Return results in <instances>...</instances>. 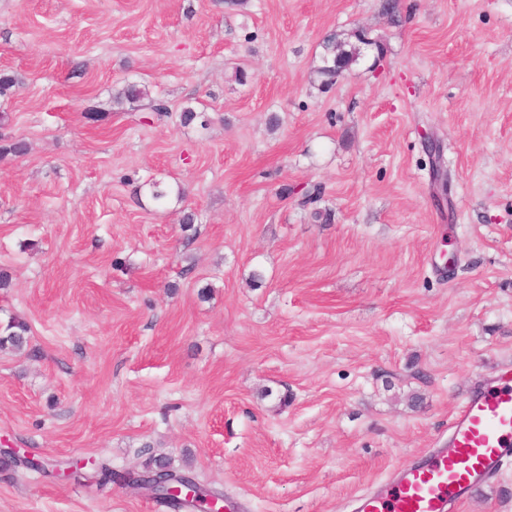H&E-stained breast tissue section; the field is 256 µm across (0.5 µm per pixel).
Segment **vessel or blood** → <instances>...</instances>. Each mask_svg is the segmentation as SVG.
<instances>
[{
    "mask_svg": "<svg viewBox=\"0 0 512 512\" xmlns=\"http://www.w3.org/2000/svg\"><path fill=\"white\" fill-rule=\"evenodd\" d=\"M512 456V365L472 392L448 425V445L404 467L389 491L365 490L355 512H459L473 489Z\"/></svg>",
    "mask_w": 512,
    "mask_h": 512,
    "instance_id": "1",
    "label": "vessel or blood"
}]
</instances>
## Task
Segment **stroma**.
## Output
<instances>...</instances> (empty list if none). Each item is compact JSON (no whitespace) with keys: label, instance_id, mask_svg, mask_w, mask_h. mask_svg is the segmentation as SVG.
<instances>
[{"label":"stroma","instance_id":"stroma-1","mask_svg":"<svg viewBox=\"0 0 512 512\" xmlns=\"http://www.w3.org/2000/svg\"><path fill=\"white\" fill-rule=\"evenodd\" d=\"M383 3L0 0V146L28 145L0 159V323L29 326L0 351L1 449L351 512L443 446L512 362V0ZM356 29L321 90L324 39ZM129 82L169 117L113 110ZM151 178L183 200L156 206ZM0 512L169 510L0 463ZM462 512H512V458ZM353 37L356 39L357 43L350 40ZM368 44L369 41L365 39V36L361 32H352L348 37L344 38H339L336 34H331L322 44V64L314 71L317 81L320 82L321 86L332 85L337 78L343 75L344 71L342 67L337 65L336 69L331 68L333 64H327L324 61V55H327L328 58L336 56L337 61L348 68L362 55L363 48L361 45ZM27 324L16 318H12L6 325H0V350H22L28 343ZM164 466H168L167 462H165L164 460L162 459H153L149 462H147L144 466H143V469L141 470L142 472H155L157 471L156 473H150V474H143V473H136V474H133L132 476H130V479L133 481V480H136V481H141L143 482L144 480L146 479H158L159 480V485L161 486H165V487H169V490L172 491V490H176V489H179V488H174V487H171L172 484H175V483H183L187 486H192L194 487L193 484H198V481L195 479V477L191 476V475H188V474H182V473H177L173 470H162V471H159L161 469V467H164ZM159 473H168V475H165L163 476V478H158V474Z\"/></svg>","mask_w":512,"mask_h":512}]
</instances>
